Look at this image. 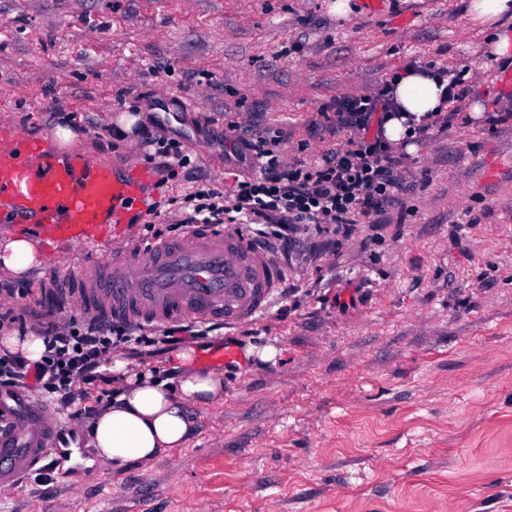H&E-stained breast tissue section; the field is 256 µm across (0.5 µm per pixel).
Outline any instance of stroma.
I'll return each instance as SVG.
<instances>
[{"mask_svg": "<svg viewBox=\"0 0 512 512\" xmlns=\"http://www.w3.org/2000/svg\"><path fill=\"white\" fill-rule=\"evenodd\" d=\"M335 2L0 0V135L52 136L61 104L89 160L142 166L137 139L109 127L141 93L144 121L178 135L227 193L249 163L225 159L226 121L285 131V157L312 163L343 141L315 131L319 107L374 92L408 61L469 67L473 87L407 156L412 214L340 240L300 229L267 310L196 339L205 352L232 338L238 357L223 404L189 406L183 447L0 488V512H512L508 67H485L487 33L462 0H348L343 17ZM487 95L493 120L470 122ZM189 100L195 111L182 110ZM188 188L177 176L150 190L163 237L178 236L167 201ZM145 234L139 223L82 243L36 238L43 266L0 276V303L22 292L46 310L44 281H69ZM115 390L111 373L74 386L68 410L87 422Z\"/></svg>", "mask_w": 512, "mask_h": 512, "instance_id": "obj_1", "label": "stroma"}]
</instances>
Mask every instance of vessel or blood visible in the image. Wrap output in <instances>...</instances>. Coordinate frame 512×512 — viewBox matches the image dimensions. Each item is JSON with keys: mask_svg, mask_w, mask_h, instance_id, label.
I'll list each match as a JSON object with an SVG mask.
<instances>
[{"mask_svg": "<svg viewBox=\"0 0 512 512\" xmlns=\"http://www.w3.org/2000/svg\"><path fill=\"white\" fill-rule=\"evenodd\" d=\"M149 171L94 164L22 135L0 141V223L60 243L82 242L102 224H130L147 207ZM284 272L231 225H192L174 239H144L109 277L80 274L72 293L45 285L46 304L78 306L142 323L211 320L231 327L264 310ZM61 423L30 393L0 388V487L42 472Z\"/></svg>", "mask_w": 512, "mask_h": 512, "instance_id": "vessel-or-blood-1", "label": "vessel or blood"}]
</instances>
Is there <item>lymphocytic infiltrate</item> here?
<instances>
[{
	"mask_svg": "<svg viewBox=\"0 0 512 512\" xmlns=\"http://www.w3.org/2000/svg\"><path fill=\"white\" fill-rule=\"evenodd\" d=\"M393 109L385 86L371 94H342L324 104L319 114L325 127L344 134L345 141L318 164L286 159L283 132L263 134L252 125L228 122L224 137L237 154L248 157L252 173L228 196L211 182L192 177L190 191L176 203L179 226L253 224L259 242L285 253L291 246L288 231L298 225H325L347 233L354 225L373 223L413 191L403 175V155L383 135L384 118ZM136 133L146 159L157 162L166 176L190 169L189 155L163 127L144 125ZM39 327L47 343L44 355L36 362L1 355V387L33 385L65 398L74 384L100 379L98 367L114 348L173 345L181 335H199L190 325L167 327L155 336L126 321L87 318L65 325L50 311L41 314Z\"/></svg>",
	"mask_w": 512,
	"mask_h": 512,
	"instance_id": "1",
	"label": "lymphocytic infiltrate"
}]
</instances>
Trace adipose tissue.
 <instances>
[{
  "mask_svg": "<svg viewBox=\"0 0 512 512\" xmlns=\"http://www.w3.org/2000/svg\"><path fill=\"white\" fill-rule=\"evenodd\" d=\"M466 15L492 25L488 49L494 59L512 56V0H468ZM392 92L399 113L386 120L384 136L396 145L409 135V123L433 119L447 106L442 86L428 69L404 71L395 79ZM42 263L41 251L29 238L0 233V275L22 279ZM175 362L179 375L174 379L154 377L124 360L111 363L119 380L117 393L87 430L98 461L115 471L134 461H153L185 444L192 425L187 405L223 402V373L200 368L194 347L177 353Z\"/></svg>",
  "mask_w": 512,
  "mask_h": 512,
  "instance_id": "1",
  "label": "adipose tissue"
}]
</instances>
